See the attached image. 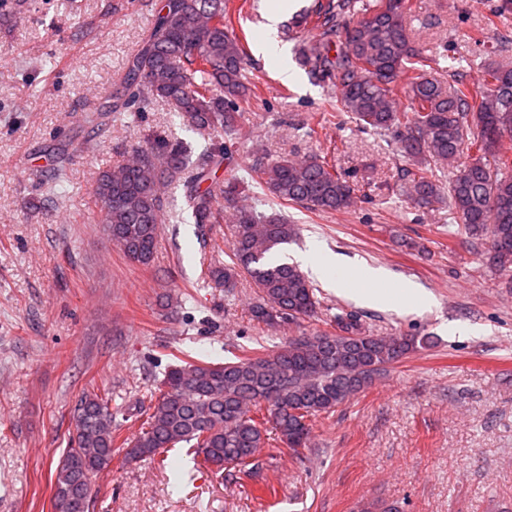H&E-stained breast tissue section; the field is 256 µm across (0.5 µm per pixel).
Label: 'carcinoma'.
Masks as SVG:
<instances>
[{"label":"carcinoma","instance_id":"obj_1","mask_svg":"<svg viewBox=\"0 0 512 512\" xmlns=\"http://www.w3.org/2000/svg\"><path fill=\"white\" fill-rule=\"evenodd\" d=\"M352 0H326L315 9L319 39L301 50L311 75L336 88V108L363 130L390 136L406 165L400 180L423 203L448 199L462 230L488 240L491 268L512 269V64L488 62L483 90H473L453 64L448 83L426 76L432 56L412 45L407 19L413 0H374L371 14L351 20ZM342 48L330 55V47ZM244 50L224 25V0H166L143 46L129 59L123 85L106 93L110 111L126 94L161 99L200 131L232 133L249 101ZM407 107L397 106L399 94ZM225 147L195 163L163 142L142 146L132 160L100 171L92 186L93 222L106 224L125 257L148 264L164 221L158 179L172 183L186 168L188 207L197 224H218L231 211V263L208 269L217 287L248 277L261 294L252 316L266 323L293 321L317 312L319 289L300 269L269 259L296 235L279 211L241 208L244 181L211 182ZM251 179L277 199L307 210L349 209L354 189L325 158L260 161ZM336 333L291 339L278 350H240L224 363L182 360L168 366L162 388L150 395L145 419L133 438L120 439L109 395L82 394L73 409L75 436L59 461L55 512H90L92 477L112 463L117 441L124 461L152 460L187 445L203 465L258 478V449L267 427L303 461L310 451L311 421L349 401L381 370L410 353L417 339L362 331L358 317L338 314Z\"/></svg>","mask_w":512,"mask_h":512}]
</instances>
